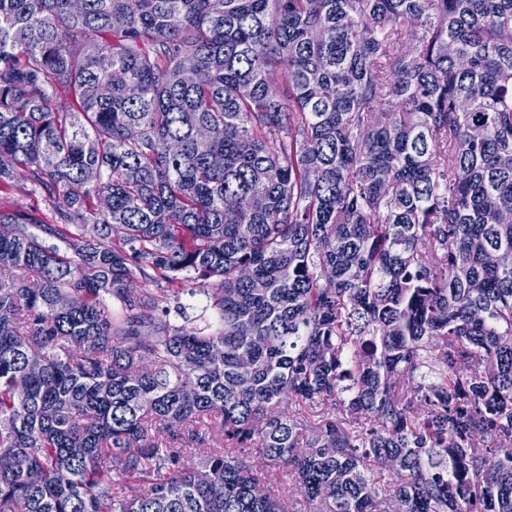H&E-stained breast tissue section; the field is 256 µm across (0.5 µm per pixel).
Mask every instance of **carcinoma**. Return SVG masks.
<instances>
[{"instance_id":"carcinoma-1","label":"carcinoma","mask_w":512,"mask_h":512,"mask_svg":"<svg viewBox=\"0 0 512 512\" xmlns=\"http://www.w3.org/2000/svg\"><path fill=\"white\" fill-rule=\"evenodd\" d=\"M510 214L512 0H0V512H512ZM241 450L243 451L244 454H247L248 456L251 457L252 460L255 461L260 470L264 472L270 471L269 474H272V478L276 479V482L281 491V495L284 496L285 503L288 508V484H292L291 476H288L282 471H278L275 470L274 468L272 469V467L267 466L266 461L263 458L259 448H242Z\"/></svg>"}]
</instances>
